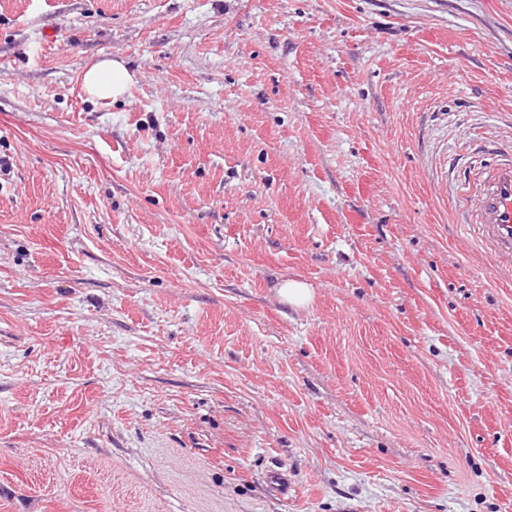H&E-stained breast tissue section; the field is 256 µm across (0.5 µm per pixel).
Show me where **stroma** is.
<instances>
[{"label": "stroma", "instance_id": "obj_1", "mask_svg": "<svg viewBox=\"0 0 512 512\" xmlns=\"http://www.w3.org/2000/svg\"><path fill=\"white\" fill-rule=\"evenodd\" d=\"M493 142L512 0H0V512H512ZM134 76L124 60L105 57L84 71L82 85L92 99L116 101L125 94ZM498 160L464 176L462 201L498 257L512 258V149H495ZM277 292L283 301L294 307L306 306L312 299L311 289L301 281H288Z\"/></svg>", "mask_w": 512, "mask_h": 512}]
</instances>
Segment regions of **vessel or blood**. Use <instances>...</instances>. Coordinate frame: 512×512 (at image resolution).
<instances>
[{
	"instance_id": "1",
	"label": "vessel or blood",
	"mask_w": 512,
	"mask_h": 512,
	"mask_svg": "<svg viewBox=\"0 0 512 512\" xmlns=\"http://www.w3.org/2000/svg\"><path fill=\"white\" fill-rule=\"evenodd\" d=\"M497 153L494 166L465 175L462 201L495 254L512 256V149Z\"/></svg>"
}]
</instances>
